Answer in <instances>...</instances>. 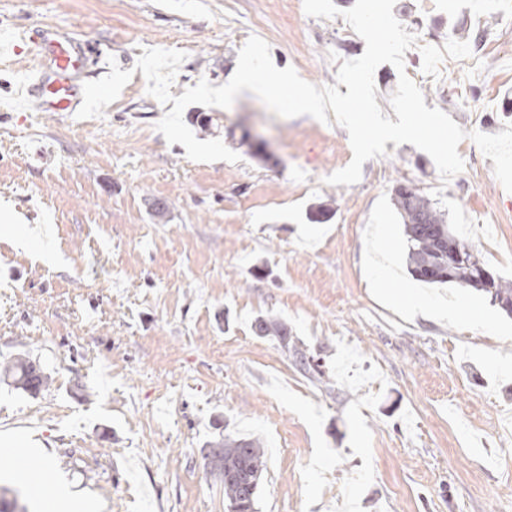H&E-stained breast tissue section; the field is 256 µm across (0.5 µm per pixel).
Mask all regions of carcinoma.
<instances>
[{"label": "carcinoma", "instance_id": "cac0c4a2", "mask_svg": "<svg viewBox=\"0 0 512 512\" xmlns=\"http://www.w3.org/2000/svg\"><path fill=\"white\" fill-rule=\"evenodd\" d=\"M394 206L409 244L410 273L432 283H451L488 294L491 302L512 315V284L499 276L485 281L489 270L480 258L453 234L445 213L423 193L400 184L394 190ZM259 336H274L283 347H291L296 365L308 373L322 374L320 364L306 350L289 345L288 325L271 316L255 323ZM16 388L30 394L47 385V377L26 357L17 356L4 365ZM210 467L224 484L228 512H255L258 489L265 468V451L258 438L228 436L209 443Z\"/></svg>", "mask_w": 512, "mask_h": 512}]
</instances>
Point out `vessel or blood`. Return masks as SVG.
<instances>
[{
    "mask_svg": "<svg viewBox=\"0 0 512 512\" xmlns=\"http://www.w3.org/2000/svg\"><path fill=\"white\" fill-rule=\"evenodd\" d=\"M24 53L33 56L36 63L13 92V111L58 115L77 111L83 100L81 77L88 61L85 46L52 26L34 31L18 25L0 39V56Z\"/></svg>",
    "mask_w": 512,
    "mask_h": 512,
    "instance_id": "vessel-or-blood-1",
    "label": "vessel or blood"
}]
</instances>
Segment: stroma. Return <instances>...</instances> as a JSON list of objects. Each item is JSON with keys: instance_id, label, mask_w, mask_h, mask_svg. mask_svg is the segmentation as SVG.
<instances>
[{"instance_id": "35a3bbf8", "label": "stroma", "mask_w": 512, "mask_h": 512, "mask_svg": "<svg viewBox=\"0 0 512 512\" xmlns=\"http://www.w3.org/2000/svg\"><path fill=\"white\" fill-rule=\"evenodd\" d=\"M512 0H396L417 37L482 30V55L454 39L447 60L406 51L427 107L467 131L512 124ZM48 24L114 57L133 76L100 118L61 120L8 109L15 72L0 66V361L25 353L49 378L30 395L0 378V486L43 512L69 489L99 512H225L205 444L258 437L267 454L256 512H497L512 504V317L449 284L421 294L461 312L431 319L384 301L374 265L384 230L398 281L411 280L393 205L396 183L443 188L492 249L469 240L512 280V193L471 139L462 172L442 182L429 155L386 143L358 183L326 184L352 158L347 131L281 118L243 92L232 107L192 104L197 139L239 162H194L155 125L166 106L134 65L144 49L185 52L171 88L234 74L257 36L277 68L334 84L361 56L343 18L303 0H0V31ZM324 207L327 216L316 220ZM52 222L33 224L32 209ZM273 315L309 354L305 374L275 337ZM52 474L16 476L14 450Z\"/></svg>"}]
</instances>
